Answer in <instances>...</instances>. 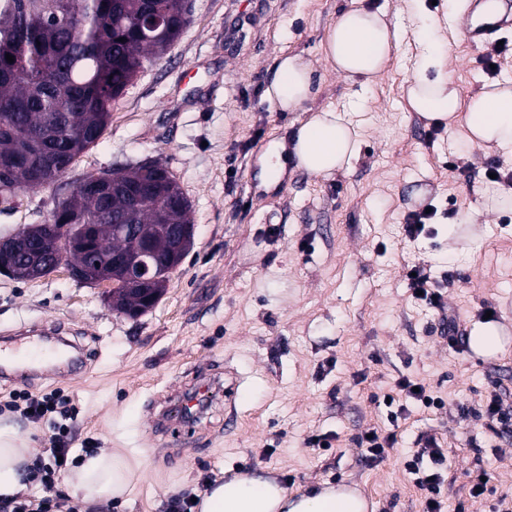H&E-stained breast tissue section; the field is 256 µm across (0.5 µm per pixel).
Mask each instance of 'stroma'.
Returning a JSON list of instances; mask_svg holds the SVG:
<instances>
[{"label": "stroma", "instance_id": "35a3bbf8", "mask_svg": "<svg viewBox=\"0 0 512 512\" xmlns=\"http://www.w3.org/2000/svg\"><path fill=\"white\" fill-rule=\"evenodd\" d=\"M350 5L193 0L189 25L113 104L98 144L61 180L18 192L0 212L1 238L47 222L55 200L86 176L147 158L169 168L191 204L194 245L138 318L113 312L104 289L74 282L63 267L36 280L0 275V337L53 325L86 358L74 370L38 352L24 378L0 379V402L17 390L62 392L73 456H149L127 502L89 512H167L174 496L245 470L297 495L344 479L376 512H423L404 463L425 432L447 458L442 512H497L512 496V435L490 436L482 419L493 382L512 406V202L478 224L457 221L483 193H503L488 170L511 172L512 159L407 108L413 36L373 84V107L354 106L353 85L319 60L328 24ZM286 52L316 63L311 108L336 107L361 123L362 137L349 169L317 178L292 167L270 184L266 154L300 118L273 110L265 95ZM451 53L462 97L512 81V59L491 70L483 49L461 40ZM427 205L437 210L427 236L406 239L405 216ZM420 263L445 282L461 334L494 310L498 351L449 346L437 310L408 286ZM403 378L436 403L395 420ZM200 383L212 401L160 431L157 419ZM371 429L396 436L375 461L361 443Z\"/></svg>", "mask_w": 512, "mask_h": 512}]
</instances>
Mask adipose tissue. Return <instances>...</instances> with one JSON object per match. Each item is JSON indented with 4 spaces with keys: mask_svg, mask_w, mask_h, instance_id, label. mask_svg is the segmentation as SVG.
I'll return each instance as SVG.
<instances>
[{
    "mask_svg": "<svg viewBox=\"0 0 512 512\" xmlns=\"http://www.w3.org/2000/svg\"><path fill=\"white\" fill-rule=\"evenodd\" d=\"M405 28L392 20L387 9L366 7L363 0L345 9L331 22L321 45L322 59L334 72L361 90H368L394 60ZM419 59L404 85L409 108L433 121L462 120L465 137L476 147L512 146V85L495 83L462 98L453 80L454 56L416 34ZM314 68L297 54L281 56L276 77L266 92L279 112H306L289 144L270 153L264 173L269 182L281 178L287 164L315 177H328L349 168L356 157L360 133L337 109L307 113L314 96ZM32 448L17 427L0 421V498L20 493L31 463ZM147 454L116 448L82 456L64 477L81 504L122 501L132 493L139 474L147 467ZM357 498L329 492L293 497L275 481L234 476L204 492L199 512H358Z\"/></svg>",
    "mask_w": 512,
    "mask_h": 512,
    "instance_id": "adipose-tissue-1",
    "label": "adipose tissue"
}]
</instances>
